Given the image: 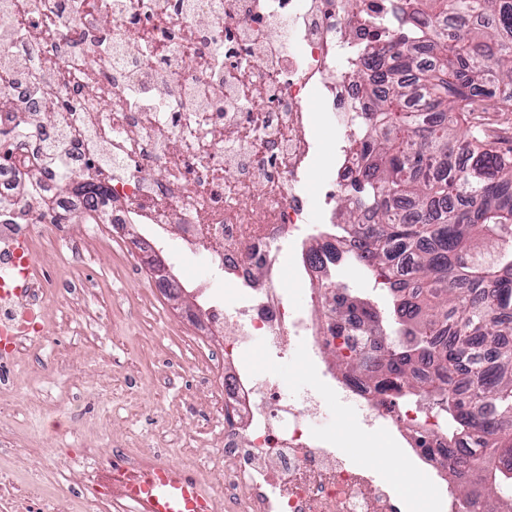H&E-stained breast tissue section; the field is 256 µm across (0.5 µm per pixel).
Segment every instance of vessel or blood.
<instances>
[{
    "label": "vessel or blood",
    "instance_id": "1",
    "mask_svg": "<svg viewBox=\"0 0 512 512\" xmlns=\"http://www.w3.org/2000/svg\"><path fill=\"white\" fill-rule=\"evenodd\" d=\"M124 500L135 512H214L212 494L186 471L166 463L148 465L144 478L126 484Z\"/></svg>",
    "mask_w": 512,
    "mask_h": 512
}]
</instances>
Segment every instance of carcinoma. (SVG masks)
<instances>
[{"instance_id":"cac0c4a2","label":"carcinoma","mask_w":512,"mask_h":512,"mask_svg":"<svg viewBox=\"0 0 512 512\" xmlns=\"http://www.w3.org/2000/svg\"><path fill=\"white\" fill-rule=\"evenodd\" d=\"M396 13L401 29L364 49L374 91L337 228L361 242L343 260L398 300L385 313L347 288L334 296L337 314L362 311L375 346L336 360L387 376L384 394L432 402L448 447L480 434L459 495L471 512H512L494 502L512 488V150L470 121L512 85V3L400 0ZM475 240L493 254L471 252Z\"/></svg>"}]
</instances>
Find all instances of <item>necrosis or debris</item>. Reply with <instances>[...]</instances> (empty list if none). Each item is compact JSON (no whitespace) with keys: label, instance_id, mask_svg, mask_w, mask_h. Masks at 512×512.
<instances>
[{"label":"necrosis or debris","instance_id":"1","mask_svg":"<svg viewBox=\"0 0 512 512\" xmlns=\"http://www.w3.org/2000/svg\"><path fill=\"white\" fill-rule=\"evenodd\" d=\"M395 0H0V69L17 111L0 112V362L18 358L44 329L45 287L16 274L33 263L41 199L60 212H89L90 188L112 197V223L129 218L176 226L182 252H202L236 284L207 323L234 327L224 343L218 394L224 499L231 512H410L392 482L314 434L326 400L305 391L286 403L272 376L242 361L247 339L308 362L345 346L347 323L322 306L337 255L352 236L319 237L303 250L298 278L308 309L281 288L282 243L310 234L307 185L320 148L308 104L319 100L336 128V173L320 183L324 203L344 198L357 171L352 143L368 104L351 77L361 47L391 28ZM162 166L165 178H145ZM79 170L87 191L60 187ZM39 171L17 196L20 173ZM382 378L336 370L331 388L354 403L364 425L383 424L433 488L431 512H465L432 418L384 398ZM429 431L430 446L417 444Z\"/></svg>","mask_w":512,"mask_h":512}]
</instances>
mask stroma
<instances>
[{"mask_svg":"<svg viewBox=\"0 0 512 512\" xmlns=\"http://www.w3.org/2000/svg\"><path fill=\"white\" fill-rule=\"evenodd\" d=\"M62 232L86 240L83 258L53 250ZM149 232L131 223L124 238L111 239L103 224L41 225L34 263L52 286L44 334L15 362L13 381L0 385V433L18 446L0 467L20 488L34 486L61 454L83 449L108 462L131 456L166 462L215 488L217 472L193 461L221 453L214 387L220 371L213 362L232 328L205 330L188 320V312L209 313L208 296L197 287L207 265L198 255L177 256L172 232L156 239L152 251L182 291L172 300L157 288L144 252L127 244ZM331 278L382 309L392 306L390 291L357 269L336 266ZM243 360L255 373L273 376L288 397L306 388L327 392L328 372L336 367L330 356L312 367L299 348L276 354L258 337L250 339ZM309 426L383 470L389 467L383 449L397 445L387 431L363 428L355 408L341 400L330 401Z\"/></svg>","mask_w":512,"mask_h":512,"instance_id":"35a3bbf8","label":"stroma"}]
</instances>
